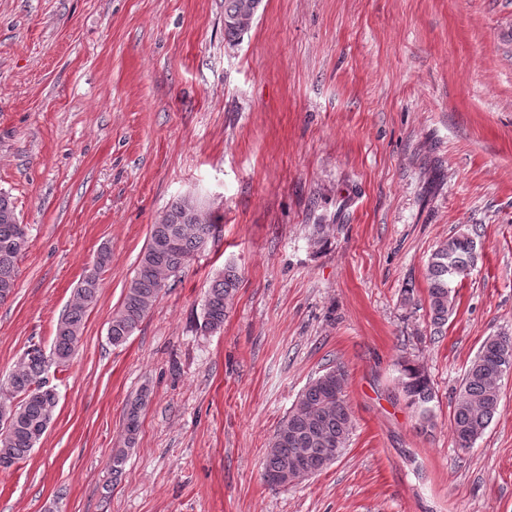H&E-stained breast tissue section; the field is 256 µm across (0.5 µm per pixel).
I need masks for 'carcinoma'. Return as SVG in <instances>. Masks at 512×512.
<instances>
[{"instance_id": "carcinoma-1", "label": "carcinoma", "mask_w": 512, "mask_h": 512, "mask_svg": "<svg viewBox=\"0 0 512 512\" xmlns=\"http://www.w3.org/2000/svg\"><path fill=\"white\" fill-rule=\"evenodd\" d=\"M260 0H224V34L236 41L254 21ZM218 230L203 212L200 202L182 197L171 204L160 222L151 225L146 247L123 303L113 315L108 338L118 346L127 341L148 315L167 286V281L182 272ZM478 230L464 228L442 242L431 254L427 268V297L431 325L439 334L454 311V284L464 277L477 260ZM27 241V226L19 221L10 197L0 192V303L13 294L19 277V258ZM111 252L100 248L92 265L85 269L75 291L74 301L57 322L53 345H30L12 372L6 396H0V469L6 470L25 460L52 422L59 404L56 387L46 385L45 374L52 365H66L81 342L85 317L97 301L99 274L108 264ZM239 276L228 266L207 289L201 327L217 331L232 303ZM512 347V336L486 338L470 361L450 421L458 446L469 449L483 435L500 403L503 345ZM398 390L413 409L418 428L433 427L434 390L423 366L398 363ZM342 383L336 384V371ZM347 372L336 365L326 368L311 380L298 396L288 415L279 423L271 450L263 464L267 483L277 479L293 481L297 472L298 449H303L307 464L320 473L344 452L353 428L346 398ZM140 402L134 401L125 413V445L131 446L139 429Z\"/></svg>"}]
</instances>
